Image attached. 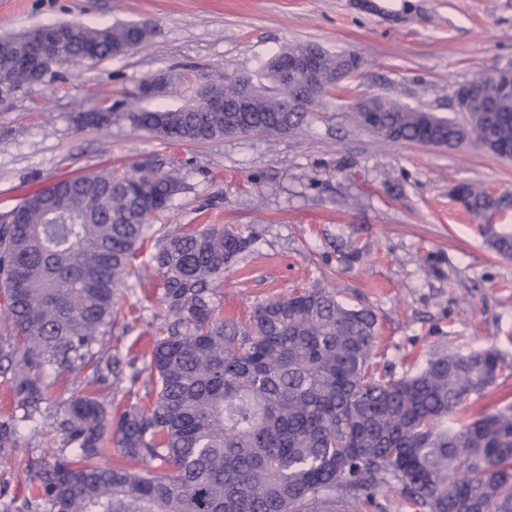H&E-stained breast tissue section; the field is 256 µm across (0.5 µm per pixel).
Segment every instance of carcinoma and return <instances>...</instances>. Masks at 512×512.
I'll use <instances>...</instances> for the list:
<instances>
[{
  "label": "carcinoma",
  "mask_w": 512,
  "mask_h": 512,
  "mask_svg": "<svg viewBox=\"0 0 512 512\" xmlns=\"http://www.w3.org/2000/svg\"><path fill=\"white\" fill-rule=\"evenodd\" d=\"M133 23L66 28L65 58L124 55ZM0 52V91L30 84L18 57L45 37L17 38ZM481 104L467 119L418 112L371 96V132L413 143L429 131L434 145L459 148L485 137L512 149V68L479 74ZM294 90L275 85L252 106L251 136L298 130L307 113L288 109ZM127 120L151 137L197 143L224 136V115L199 102L177 109L82 112V127ZM466 209L486 222L512 209V196L462 186ZM181 172L146 161L63 179L31 191L0 213V285L11 316L0 340L12 373L15 409L37 411L48 377L92 369L112 384L128 365L103 348L118 324L117 292L135 270L149 218L172 208ZM512 258V228L488 236ZM252 240L222 224L173 234L153 255L164 321L149 362L131 375L150 387L112 424L110 401L88 390L71 397L53 430L76 447L34 471L33 497L50 512H359L398 488L414 512H512V406L477 417L472 394L496 379L501 357L486 349L435 352L410 376L371 370L376 318L349 309L335 292L304 288L255 308L242 323L213 300L224 270ZM16 430L0 425V452L22 450ZM117 447L122 462L106 458Z\"/></svg>",
  "instance_id": "obj_1"
}]
</instances>
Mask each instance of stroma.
<instances>
[{
  "label": "stroma",
  "instance_id": "35a3bbf8",
  "mask_svg": "<svg viewBox=\"0 0 512 512\" xmlns=\"http://www.w3.org/2000/svg\"><path fill=\"white\" fill-rule=\"evenodd\" d=\"M139 20L155 27L149 42L0 106V212L64 177L145 160L180 168L183 187L150 224L145 252L199 224L251 237L215 290L225 316L245 322L294 289H333L345 306L375 313L376 373H416L439 349L493 347L502 358L495 382L470 396L468 409L512 405V258L492 250L451 193L461 182L512 193V159L477 146L391 142L359 126L348 106L366 93L456 118L455 88L512 60V0H0V36ZM287 43L352 52L362 63L299 133L165 143L126 121L76 122L104 99L177 108L203 82L258 74ZM163 74L171 81L162 95L137 97L145 79ZM160 296L150 277H129L118 293L127 323L105 344L138 368L164 319ZM71 454L59 441L0 454V512H31L32 466Z\"/></svg>",
  "mask_w": 512,
  "mask_h": 512
}]
</instances>
